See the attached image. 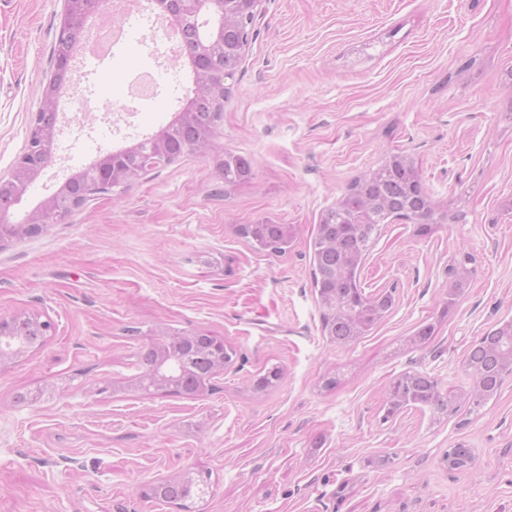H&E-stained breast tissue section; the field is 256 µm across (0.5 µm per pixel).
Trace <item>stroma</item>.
Instances as JSON below:
<instances>
[{
	"mask_svg": "<svg viewBox=\"0 0 512 512\" xmlns=\"http://www.w3.org/2000/svg\"><path fill=\"white\" fill-rule=\"evenodd\" d=\"M63 11L64 0H0V177L55 73ZM251 29L218 123L248 181L225 189L186 155L0 250V317L53 324L0 366V512H182L149 491L186 472L210 476L194 512H512V374L480 413L381 419L406 372L468 394L469 348L512 321V0H261ZM125 55L105 79L75 61L52 160L9 221L183 107L188 67L176 60L128 111L132 68L148 59L134 42ZM395 154L446 219L425 234L382 225L360 283L396 289V305L339 347L313 286L320 219ZM266 221L294 226L286 253L237 232ZM466 252L469 286L450 307ZM432 321L436 335L413 345ZM162 330L236 350L212 393L129 389ZM273 365L280 381L255 391ZM461 442L474 465L449 469Z\"/></svg>",
	"mask_w": 512,
	"mask_h": 512,
	"instance_id": "35a3bbf8",
	"label": "stroma"
}]
</instances>
